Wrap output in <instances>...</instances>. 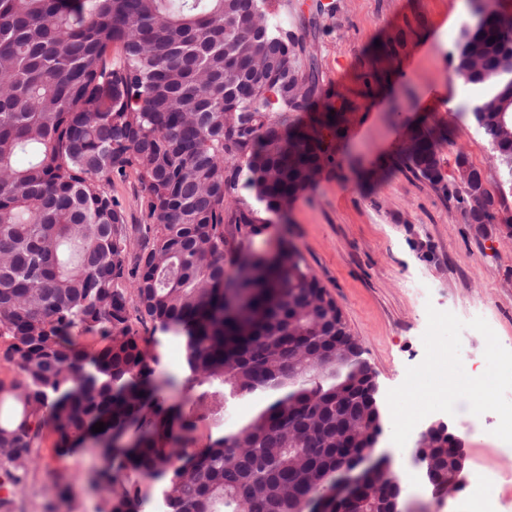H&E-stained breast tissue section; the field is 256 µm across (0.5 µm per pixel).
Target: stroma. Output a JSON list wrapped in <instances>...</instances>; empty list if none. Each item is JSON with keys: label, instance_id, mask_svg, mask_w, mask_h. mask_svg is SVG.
Returning <instances> with one entry per match:
<instances>
[{"label": "stroma", "instance_id": "obj_1", "mask_svg": "<svg viewBox=\"0 0 512 512\" xmlns=\"http://www.w3.org/2000/svg\"><path fill=\"white\" fill-rule=\"evenodd\" d=\"M475 0H273L269 21L305 50L300 68L315 65L321 95L315 110L342 114L341 133L315 183L280 215L258 210V232L234 223L254 207L237 182L224 211L226 258L270 254L294 245L341 308L361 343L378 385L383 432L377 450L396 472L415 469L419 432L442 419L465 442L464 474H483L484 494L512 512V451L501 425L512 410V387L501 384L498 362L512 361V186L492 159V145L463 105L470 97L455 75L452 53ZM417 125L447 130L441 149L445 187H432L402 164L403 145ZM483 170L499 223H464L453 183L457 154ZM146 337L156 371L181 379L179 400L196 398L184 362L172 359L173 337L133 322ZM464 345L480 380L455 378L448 348ZM495 347V360L484 352ZM407 391L403 418L389 401ZM447 391L457 414L436 399ZM45 431L39 460L15 496V512H97L102 494L89 478L103 466L92 446L66 452ZM67 499L49 501L57 480ZM405 512H471L460 495L440 497L422 477L404 485Z\"/></svg>", "mask_w": 512, "mask_h": 512}]
</instances>
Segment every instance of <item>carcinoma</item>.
Wrapping results in <instances>:
<instances>
[{
  "label": "carcinoma",
  "instance_id": "carcinoma-1",
  "mask_svg": "<svg viewBox=\"0 0 512 512\" xmlns=\"http://www.w3.org/2000/svg\"><path fill=\"white\" fill-rule=\"evenodd\" d=\"M271 0H0V337L20 380L0 382V487L20 489L44 428L56 447L98 441L105 466L92 480L99 512H145L122 471L166 479L165 512H301L322 491L336 457L373 447L375 411L360 364L306 347L336 348L326 292L292 246L273 262L252 255L224 263V203L241 168L255 201L279 212L307 172L327 160L330 112L289 127L278 112L306 111L319 92L315 69L297 65L299 42L269 24ZM253 16L282 54L276 73L252 64L264 43L244 27ZM480 47L478 89L465 107L512 184V17L478 7L462 27L454 71ZM508 105L502 114L497 104ZM405 167L437 187L448 132L410 130ZM136 173L150 224L129 225L112 178ZM471 218H496L494 196ZM248 267L252 274L240 277ZM241 301L236 307L230 300ZM185 338L189 381L203 388L189 407L170 404L131 325ZM98 336L88 352L82 335ZM349 395L348 441L331 442L336 394ZM274 397L192 455L183 444L203 418L224 425L228 404ZM98 422L105 430L94 433ZM435 479L454 464L448 437L429 443ZM368 470L358 489L391 484Z\"/></svg>",
  "mask_w": 512,
  "mask_h": 512
}]
</instances>
